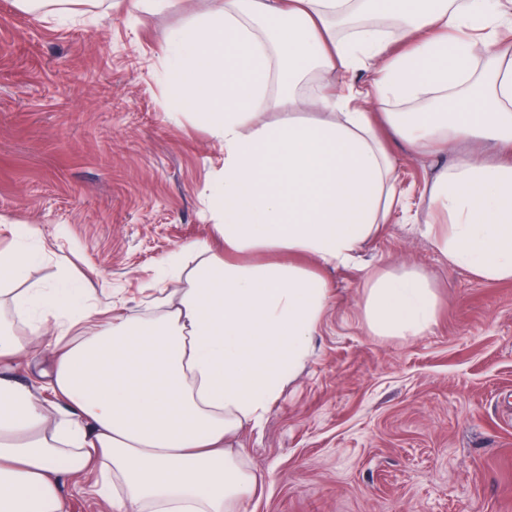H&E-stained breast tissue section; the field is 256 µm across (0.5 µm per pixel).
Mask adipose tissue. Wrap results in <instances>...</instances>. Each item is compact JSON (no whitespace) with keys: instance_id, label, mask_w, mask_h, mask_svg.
I'll list each match as a JSON object with an SVG mask.
<instances>
[{"instance_id":"obj_1","label":"adipose tissue","mask_w":512,"mask_h":512,"mask_svg":"<svg viewBox=\"0 0 512 512\" xmlns=\"http://www.w3.org/2000/svg\"><path fill=\"white\" fill-rule=\"evenodd\" d=\"M91 0H17L66 24ZM169 104L202 114L224 144L212 192L216 245L161 264L176 289L153 310L100 321L87 284L28 282V229L0 251V296L25 335L0 320V512H69L65 476L99 474L106 512H242L261 475L228 448L259 427L304 367L325 285L288 252L323 267L353 262L398 203L397 160L382 130L416 154L468 141L497 161L457 157L427 189L421 232L454 267L512 281V0H224L162 45ZM370 75L380 114L355 86ZM328 122L262 113L303 99ZM363 318L402 339L437 321L439 296L414 270L368 268ZM57 335L38 382L13 375Z\"/></svg>"}]
</instances>
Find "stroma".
I'll return each mask as SVG.
<instances>
[{"instance_id": "obj_1", "label": "stroma", "mask_w": 512, "mask_h": 512, "mask_svg": "<svg viewBox=\"0 0 512 512\" xmlns=\"http://www.w3.org/2000/svg\"><path fill=\"white\" fill-rule=\"evenodd\" d=\"M219 0L162 13L101 4L59 28L0 0V249L30 228L33 281H92L101 309L141 305L164 258L211 241L224 148L164 105L161 45ZM405 202L363 258L438 287L425 334L386 340L363 320L364 272H320L328 302L304 367L261 428L230 439L264 477L246 512H512V281L448 265L415 226L449 161L389 142Z\"/></svg>"}]
</instances>
